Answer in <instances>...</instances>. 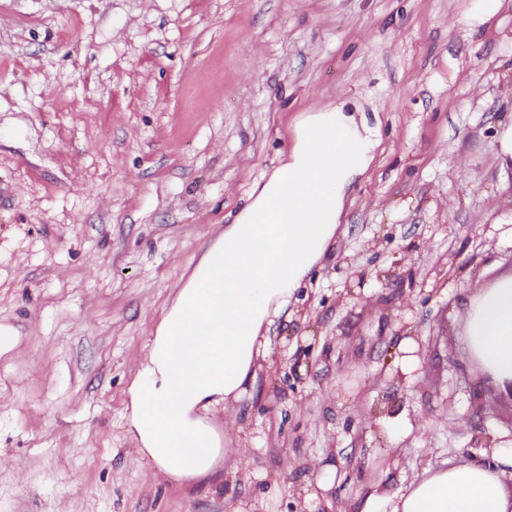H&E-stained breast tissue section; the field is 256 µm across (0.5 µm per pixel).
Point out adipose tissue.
I'll return each instance as SVG.
<instances>
[{
  "instance_id": "1",
  "label": "adipose tissue",
  "mask_w": 512,
  "mask_h": 512,
  "mask_svg": "<svg viewBox=\"0 0 512 512\" xmlns=\"http://www.w3.org/2000/svg\"><path fill=\"white\" fill-rule=\"evenodd\" d=\"M380 144L379 120L356 102L302 112L285 161L252 184L164 310L128 389V425L140 458L173 483L216 476L224 433L211 417L245 393L269 351L265 326L325 256ZM463 334L484 372L512 385V273L468 295ZM493 456L492 468L458 460L425 469L392 495H368L361 512H512V440Z\"/></svg>"
}]
</instances>
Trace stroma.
Returning a JSON list of instances; mask_svg holds the SVG:
<instances>
[{
    "label": "stroma",
    "instance_id": "obj_1",
    "mask_svg": "<svg viewBox=\"0 0 512 512\" xmlns=\"http://www.w3.org/2000/svg\"><path fill=\"white\" fill-rule=\"evenodd\" d=\"M469 4L0 0V512H359L512 439L461 323L512 270V0L475 28ZM345 99L375 161L213 416L223 481L172 484L125 418L151 333L299 112Z\"/></svg>",
    "mask_w": 512,
    "mask_h": 512
}]
</instances>
